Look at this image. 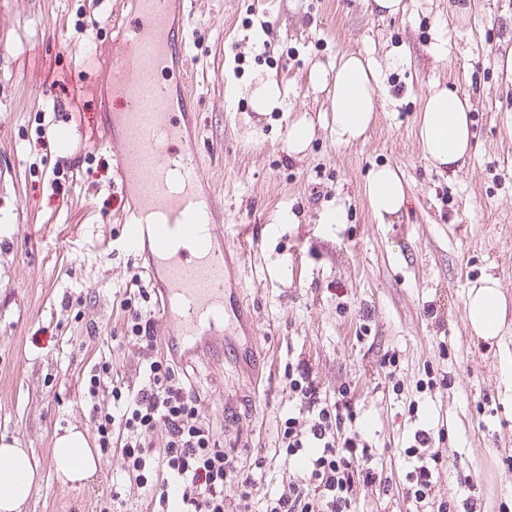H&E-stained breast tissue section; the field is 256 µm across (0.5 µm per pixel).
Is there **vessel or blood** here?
I'll return each mask as SVG.
<instances>
[{"instance_id":"1","label":"vessel or blood","mask_w":512,"mask_h":512,"mask_svg":"<svg viewBox=\"0 0 512 512\" xmlns=\"http://www.w3.org/2000/svg\"><path fill=\"white\" fill-rule=\"evenodd\" d=\"M192 0H116L114 37L96 47L109 78L99 111L82 121L96 145L114 149L115 175L133 198L115 215L122 246L147 251L149 274L162 291L160 323L178 346L227 337L244 325L224 315L230 254L244 241L224 226V205L186 137L199 115L187 78ZM176 83H164L167 73Z\"/></svg>"}]
</instances>
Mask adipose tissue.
<instances>
[{"mask_svg":"<svg viewBox=\"0 0 512 512\" xmlns=\"http://www.w3.org/2000/svg\"><path fill=\"white\" fill-rule=\"evenodd\" d=\"M380 68L369 54L346 53L328 64L314 65L309 73L313 92L330 102V131L338 141L352 143L363 138L376 117ZM290 87L287 81L269 74L239 88L252 110L266 115L285 110ZM472 112L469 98L448 86L433 85L418 119L422 152L439 170L456 169L472 146ZM364 192L378 219L399 214L406 203L407 189L402 175L390 165L374 166ZM504 299L494 281L471 289L467 320L471 330L483 339L499 335ZM55 477L67 488L88 479L100 467V456L91 448L85 430L68 428L57 436L52 449ZM38 481V463L17 440L0 435V512H22Z\"/></svg>","mask_w":512,"mask_h":512,"instance_id":"obj_1","label":"adipose tissue"}]
</instances>
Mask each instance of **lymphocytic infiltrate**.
I'll list each match as a JSON object with an SVG mask.
<instances>
[{"mask_svg":"<svg viewBox=\"0 0 512 512\" xmlns=\"http://www.w3.org/2000/svg\"><path fill=\"white\" fill-rule=\"evenodd\" d=\"M150 300L141 276L132 275L120 301L124 312L121 333L140 349L143 379L136 387L113 386L111 408H94L97 445L104 454L112 445L120 446L128 472L162 512H167L172 487L178 493L180 512H249L254 479L238 477L233 459L213 439L197 396L184 381L175 359L159 355L154 316L146 307ZM288 394L299 414L311 418L308 431L298 430L296 417L288 418L284 428L286 451L292 457L303 456L309 481L267 500L264 512H352L357 486L373 485L377 475L359 464L367 456L359 433L341 434L345 421L353 417L348 397L330 405L318 403L315 380L306 370L289 373ZM160 426L165 429V444L158 455L146 435ZM414 440L404 451L415 462L407 474V494L420 504L431 495L439 456L424 452L431 442L427 431H417ZM231 481L239 489L232 501L224 493Z\"/></svg>","mask_w":512,"mask_h":512,"instance_id":"obj_1","label":"lymphocytic infiltrate"}]
</instances>
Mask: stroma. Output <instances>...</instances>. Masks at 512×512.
Returning <instances> with one entry per match:
<instances>
[{"label": "stroma", "mask_w": 512, "mask_h": 512, "mask_svg": "<svg viewBox=\"0 0 512 512\" xmlns=\"http://www.w3.org/2000/svg\"><path fill=\"white\" fill-rule=\"evenodd\" d=\"M368 2L197 5L188 61L203 171L223 196L225 223L259 230L241 272L255 333L202 340L178 364L217 443L238 473L253 474L252 512L306 471L282 439L292 365L313 372L327 402L343 390L354 402L365 464L378 476L358 489L355 512H415L403 451L420 429L440 457L435 497L512 512V381L501 371L512 357V82L497 68L512 48V0H406L405 13L384 17ZM110 13L109 0H0V434L39 461L24 512H96L116 490L125 512L151 510L120 451L72 488L58 484L51 458L56 433L91 425L84 380L96 363L110 359L118 382L141 381L138 346L112 330L118 287L149 261L121 247L109 218L129 202L112 184L111 149L86 150L79 117L99 108L80 83L98 72ZM343 53L371 54L382 71L375 121L355 143L320 126L303 156L288 155L287 119L257 115L233 93L273 71L291 83L288 109L317 117L328 103L307 73ZM51 77L64 88L50 89ZM434 83L474 106L476 145L456 172L432 168L417 136ZM64 128L73 146L59 142ZM384 163L407 184L390 224L364 194ZM335 209L342 223H325ZM273 222L275 234L261 233ZM485 279L506 301L490 340L466 320L468 292Z\"/></svg>", "instance_id": "35a3bbf8"}]
</instances>
